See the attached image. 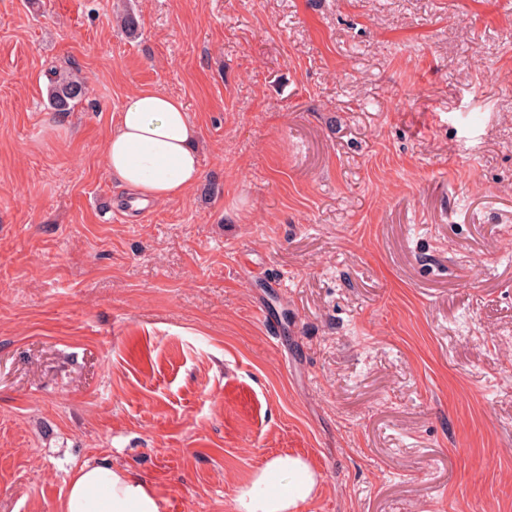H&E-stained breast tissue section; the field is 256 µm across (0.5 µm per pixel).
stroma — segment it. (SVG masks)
<instances>
[{
  "instance_id": "35a3bbf8",
  "label": "stroma",
  "mask_w": 512,
  "mask_h": 512,
  "mask_svg": "<svg viewBox=\"0 0 512 512\" xmlns=\"http://www.w3.org/2000/svg\"><path fill=\"white\" fill-rule=\"evenodd\" d=\"M116 2L0 0V512L86 462L236 512L286 453L299 512H512V0ZM146 88L202 178L143 205ZM86 95L84 81L70 70H54L47 99L54 112H71ZM196 128L180 99L143 89L127 96L105 146L113 180L139 201L178 200L196 188Z\"/></svg>"
}]
</instances>
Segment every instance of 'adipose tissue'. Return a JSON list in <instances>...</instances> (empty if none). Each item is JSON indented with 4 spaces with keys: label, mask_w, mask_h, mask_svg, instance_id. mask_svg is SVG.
Masks as SVG:
<instances>
[{
    "label": "adipose tissue",
    "mask_w": 512,
    "mask_h": 512,
    "mask_svg": "<svg viewBox=\"0 0 512 512\" xmlns=\"http://www.w3.org/2000/svg\"><path fill=\"white\" fill-rule=\"evenodd\" d=\"M196 129L180 99L143 89L127 96L105 146L113 180L141 202H170L196 188L200 161ZM319 477L300 457H269L236 498V512H297L314 499ZM147 482L112 466L83 464L61 512H162Z\"/></svg>",
    "instance_id": "adipose-tissue-1"
}]
</instances>
